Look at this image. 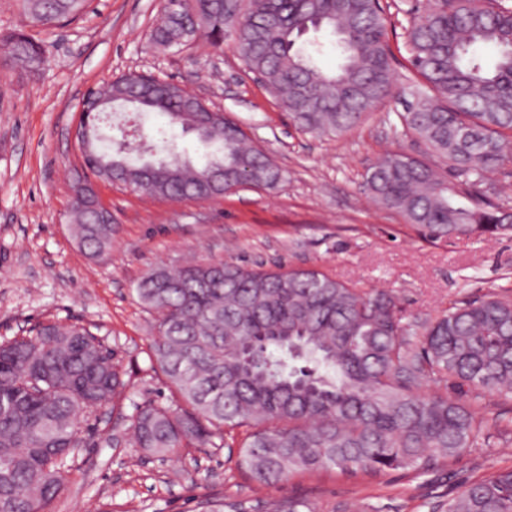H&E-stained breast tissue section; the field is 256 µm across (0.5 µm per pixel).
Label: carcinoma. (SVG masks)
Here are the masks:
<instances>
[{"instance_id": "carcinoma-1", "label": "carcinoma", "mask_w": 512, "mask_h": 512, "mask_svg": "<svg viewBox=\"0 0 512 512\" xmlns=\"http://www.w3.org/2000/svg\"><path fill=\"white\" fill-rule=\"evenodd\" d=\"M90 0H21L29 21L54 25L82 15ZM176 0L151 34L164 47L202 34L214 46L225 29L248 70L279 96L302 131L341 136L393 96L413 99L397 113L400 134L443 160L450 182L425 159L389 153L364 189L419 236L512 234V207L483 200L485 176L512 150V8L491 0H433L408 32L410 63L422 79L397 86L381 0ZM335 38L341 63L323 71V43ZM477 46L495 51L488 60ZM0 47L29 70L42 62L27 35L0 32ZM78 131L96 177L130 183L166 200L215 199L237 185L273 187L280 170L241 128L183 89L140 74L89 90ZM137 114L138 143L103 133L124 111ZM156 113L205 148L196 165L173 140L153 143ZM468 203L463 204L461 200ZM87 186L72 205L78 243L94 257L112 248V215ZM158 314L152 369L175 399L139 403L112 435L163 458L192 444L224 447V430L249 432L237 465L259 483L299 471H427L496 435H512L478 415L472 402L494 394L512 402V297L451 301L433 320L406 321L393 295L350 285L319 269H244L213 260L158 267L136 288ZM113 352L89 329L38 324L0 343V512H46L83 454V428L127 387ZM201 512H245L206 498ZM257 512H313L297 498L258 503ZM446 512H512V469L469 483Z\"/></svg>"}]
</instances>
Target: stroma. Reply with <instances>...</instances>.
Wrapping results in <instances>:
<instances>
[{
	"label": "stroma",
	"mask_w": 512,
	"mask_h": 512,
	"mask_svg": "<svg viewBox=\"0 0 512 512\" xmlns=\"http://www.w3.org/2000/svg\"><path fill=\"white\" fill-rule=\"evenodd\" d=\"M389 44L397 81L413 71L406 29L430 0H390ZM164 0H93L78 19L31 25L19 0H0V31H21L42 46L35 72L0 65V341L38 323L89 327L115 352L138 402L170 391L150 368L156 316L135 288L157 266L221 259L248 268H316L392 293L407 318H432L454 299L512 289V237L470 236L431 243L363 189L385 152L421 154L395 135L404 103L394 99L339 137L302 132L279 100L248 72L233 35L164 49L150 40ZM148 74L173 82L223 111L282 170L276 186L245 187L217 199L169 201L97 182L112 212V249L88 255L71 231L74 189L86 170L73 136L86 90ZM111 406L87 432L81 460L47 512H195L207 494L229 500L297 497L315 512H433L472 480L512 468V436L426 472L374 477L298 471L263 485L237 469L227 449L191 446L160 460L113 447Z\"/></svg>",
	"instance_id": "35a3bbf8"
}]
</instances>
